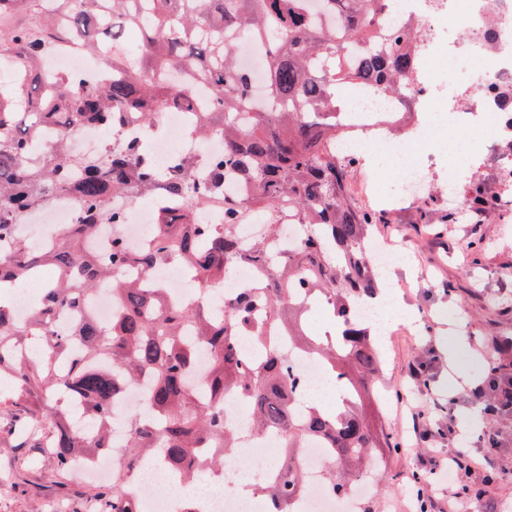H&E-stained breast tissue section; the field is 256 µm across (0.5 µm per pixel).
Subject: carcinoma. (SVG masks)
<instances>
[{"mask_svg": "<svg viewBox=\"0 0 512 512\" xmlns=\"http://www.w3.org/2000/svg\"><path fill=\"white\" fill-rule=\"evenodd\" d=\"M322 2L338 26L307 15L304 0H0V290L53 272L24 324L0 298V382L7 385L0 404L26 414L13 425L21 438L28 439L29 423L47 429L43 455L63 478L74 458L109 447L108 426L124 389L140 381L148 387L146 412L129 420L120 475L88 488L95 512H138L134 480L148 458L160 457L190 482L220 467L223 456L201 460L197 449L238 447L225 421L224 399L235 393L248 396L256 429L282 432L290 448L313 437L333 449L329 479L340 492L371 469L370 458L381 463L401 449L362 400L383 371L380 343L353 318L380 288L363 253L379 215L349 197L359 159L336 157V142L346 135L336 89L371 84L412 107L417 34L387 26L390 0ZM136 30L144 39L135 56L126 35ZM254 39L270 45L267 101L275 109L242 125L237 116L253 100L237 59ZM65 43L101 52L92 78L43 80L44 56ZM352 43L362 51L355 66L341 61ZM183 68L213 99L200 131L224 132V153L206 180L196 181L185 157L169 169L155 165L134 138L112 141L92 157L72 155L62 140L34 153L42 122L70 131L91 123L114 134L135 122L152 127L158 113L189 103L192 88L168 81L169 72ZM238 179L252 186L249 202L258 213L288 202L307 226L303 242L280 251L272 224L269 234L243 246L240 201L225 195ZM58 192L78 200L77 223L62 225L50 250H37L16 226ZM118 194L191 204L182 214L161 212L148 242L133 248L122 235L123 213L108 207ZM213 196L224 197L222 224L200 221ZM105 222L112 224V246L103 263L86 241ZM166 263L205 288L223 283L241 263L261 268V281L234 297L219 320L205 303L175 302L169 289L151 285L152 270ZM110 271L119 301L112 325L90 319L55 332L54 318L82 312ZM297 292L326 305L348 345L305 331ZM276 329L288 333L289 347L321 357L339 375L345 394L335 406L310 404L294 417L302 378L282 337L270 335ZM203 350L207 376L195 387L190 378ZM290 459L276 482L257 488L276 512H292L302 487L299 457Z\"/></svg>", "mask_w": 512, "mask_h": 512, "instance_id": "obj_1", "label": "carcinoma"}]
</instances>
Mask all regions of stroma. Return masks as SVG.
<instances>
[{"label": "stroma", "instance_id": "stroma-1", "mask_svg": "<svg viewBox=\"0 0 512 512\" xmlns=\"http://www.w3.org/2000/svg\"><path fill=\"white\" fill-rule=\"evenodd\" d=\"M419 217L416 206L387 211L373 232L379 241H397L407 247L406 260L394 267L390 276L392 297L396 305L411 309L417 317L412 325L395 318L383 347L384 387L393 409L383 415L381 423L394 436L408 426L407 421L398 420L395 407L404 399L414 404L420 401L411 366L427 365L432 389L439 398L458 389L460 381L449 375L448 358L442 352L455 319L467 322L470 336V355L464 364L471 390L453 407L458 427L463 424L464 409L485 404L472 390L485 385L484 368L493 339L512 335V223H501L492 210L479 216L467 211L458 223L434 235ZM478 237L486 251L475 263L467 254V245ZM493 428L501 443L499 477L486 486L481 474L475 473L468 482L496 499L500 512H512V412L499 415ZM421 453V448L405 447L390 458L386 468L370 473L378 488L379 512H411V499L402 488L417 469ZM21 456L14 439L1 429L0 512H54L60 501L57 476L47 464L23 468Z\"/></svg>", "mask_w": 512, "mask_h": 512}]
</instances>
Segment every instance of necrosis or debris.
Masks as SVG:
<instances>
[{
	"label": "necrosis or debris",
	"mask_w": 512,
	"mask_h": 512,
	"mask_svg": "<svg viewBox=\"0 0 512 512\" xmlns=\"http://www.w3.org/2000/svg\"><path fill=\"white\" fill-rule=\"evenodd\" d=\"M394 27L414 26L425 37L418 44L419 63L413 86L424 114L416 133L406 138L392 136L391 129L402 122L403 107L390 95L363 87L351 90L347 107L348 151L361 155L379 148L399 163L405 183L404 200L418 202L422 188L431 184L430 144L433 131L450 125L456 136L453 156L455 178L448 184V209L458 212L459 183L478 171H488L492 181L512 183V0H392ZM194 106L162 113L161 133L150 140V154L165 162L179 154L192 159L197 173H204L207 162L224 151V137L216 132L205 139L194 132L199 105L209 93L198 87L192 92ZM67 137L73 153L97 154L107 142L105 131L96 125L82 126L65 133L52 126L41 139L50 146ZM113 210L126 216L123 233L132 245L148 239L154 212L139 208L136 201L114 197ZM78 201L61 195L29 214L19 233L33 245L49 247L61 225L75 223ZM179 265L160 268L159 275L172 289L177 301L202 300L223 308L229 298L255 285L256 269L238 267L216 289L186 288L178 278ZM294 366L303 379L301 402L320 396L323 390H337L332 374L314 357L293 356ZM233 427L242 435L243 446L225 454L224 470L214 491L189 490L186 479L167 470L145 466L135 482L137 499L148 512H243L245 504L235 495L240 480L251 484L269 483L288 467V450L277 431L254 433L250 411L241 396L231 403ZM262 449L270 460L267 467H253L255 449ZM330 451L323 441L309 439L300 451L304 485L293 502L295 512H362L372 496L366 486L337 494L323 476V463Z\"/></svg>",
	"instance_id": "necrosis-or-debris-1"
}]
</instances>
